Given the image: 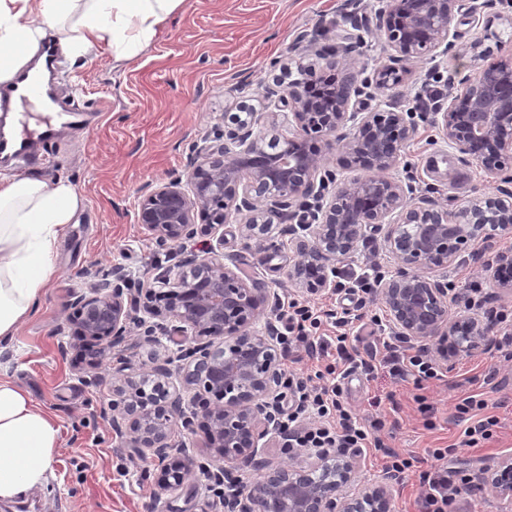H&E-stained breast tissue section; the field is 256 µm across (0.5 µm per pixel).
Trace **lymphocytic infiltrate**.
Instances as JSON below:
<instances>
[{
  "instance_id": "obj_1",
  "label": "lymphocytic infiltrate",
  "mask_w": 512,
  "mask_h": 512,
  "mask_svg": "<svg viewBox=\"0 0 512 512\" xmlns=\"http://www.w3.org/2000/svg\"><path fill=\"white\" fill-rule=\"evenodd\" d=\"M284 328L282 356L294 363L284 379L285 407L279 420L287 451L304 448L319 454L374 449L384 458V471L401 475L414 468L421 457H402L380 438L386 420L377 414L370 423L354 417L343 404L342 379L359 372L373 379L379 369H388L400 381L412 382L419 394L415 401L426 429H434V407L421 391L425 382L442 379L443 374L426 352L425 345L405 346L394 336L384 342L379 361L360 358L346 331L355 321L349 310L322 309L296 299L282 303L276 315ZM485 391H471L457 398L456 417L465 425L457 442L445 448L427 449L430 468L419 471L422 493L418 512H456L460 494L471 488L473 474L455 466L459 449L475 448L492 438L499 426L497 416L488 414Z\"/></svg>"
}]
</instances>
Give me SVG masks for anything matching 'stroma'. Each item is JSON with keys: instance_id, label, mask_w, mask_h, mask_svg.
I'll use <instances>...</instances> for the list:
<instances>
[{"instance_id": "35a3bbf8", "label": "stroma", "mask_w": 512, "mask_h": 512, "mask_svg": "<svg viewBox=\"0 0 512 512\" xmlns=\"http://www.w3.org/2000/svg\"><path fill=\"white\" fill-rule=\"evenodd\" d=\"M380 5L381 0H184L154 43L120 68H113L105 53L77 62L60 59L53 72L57 104L81 109L78 122L57 125L54 138L40 145L31 164L0 162V174L38 171L66 179L81 204L60 240L53 284L39 312L13 340L0 343V377L14 381L57 418L62 446L48 485L15 505L0 507V512H224L221 489L210 476L217 464L204 445L203 432L176 428L173 443L184 445L203 468L179 491L163 493L155 457L128 448L105 412L113 400V385L147 363L155 347L148 326L130 320L106 361L82 363L74 338L73 301L76 294L103 286L115 274L130 276L139 288L156 273L177 271L187 258L205 255L213 238L203 233L159 245L137 222L143 195L186 176L195 141L217 135L239 106L265 111V88L288 87L283 66L311 64L325 72L317 54L338 46L341 30L355 28L363 37L342 55L341 69L363 80L391 65L375 26ZM450 31L454 45L448 54L408 64L399 86L370 91L369 108L384 101L407 110L424 90L444 94L487 63H512V0H463ZM394 175L412 181L416 197L451 209L499 186L498 179L450 148L425 120ZM482 249V244H473L452 267L431 270L429 276L454 282L460 294L469 284H481L482 310L510 313L512 295L500 291L492 273L474 258ZM224 253L280 297L320 306L336 299L343 307L362 308L368 317L385 312L379 302L359 306L353 295L335 298L327 291H299L288 280L289 252L246 246L237 225L224 227ZM376 268L384 273L393 268L379 233L361 244L354 258L338 265L345 280L371 275ZM491 369L496 388L490 399L501 426L479 447L461 449L458 460L480 469L493 467L512 457V361L499 358L495 350L459 357L442 380L428 384L424 394L437 410L435 430L423 426L413 385L394 379L387 370H379L370 381L349 377L345 400L368 421L376 414L372 397L393 395L397 407L386 413L395 424L389 443L400 453L419 455L458 438L463 425L455 417L454 400L469 391L468 377Z\"/></svg>"}]
</instances>
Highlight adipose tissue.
<instances>
[{
    "label": "adipose tissue",
    "instance_id": "obj_1",
    "mask_svg": "<svg viewBox=\"0 0 512 512\" xmlns=\"http://www.w3.org/2000/svg\"><path fill=\"white\" fill-rule=\"evenodd\" d=\"M183 0H0V85L28 76L47 86L42 46L78 59L108 52L132 61L156 39ZM80 206L68 181L0 176V341L38 310L56 270L60 239ZM61 427L27 391L0 378V506L44 488Z\"/></svg>",
    "mask_w": 512,
    "mask_h": 512
}]
</instances>
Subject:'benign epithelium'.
Listing matches in <instances>:
<instances>
[{
  "mask_svg": "<svg viewBox=\"0 0 512 512\" xmlns=\"http://www.w3.org/2000/svg\"><path fill=\"white\" fill-rule=\"evenodd\" d=\"M458 0H385L376 28L399 67L377 68L375 85L389 88L403 80L402 65L452 46L450 22ZM306 81L295 80L280 92L265 91L269 112L224 126V133L193 145L187 182L177 177L145 194L137 220L160 243L196 235L195 214L217 229L239 226L246 244L263 251L283 247L293 253L288 280L317 294L336 288V261L361 242L384 231V246L396 267L381 282V300L393 334L431 345L435 363L450 367L462 354H481L497 325L479 315L450 317L457 296L424 270L453 265L472 243H491L512 233V65L487 64L478 76L463 77L448 92L447 105L432 113L431 124L448 146L500 178L495 194H479L454 210L437 202H413V187L388 176L417 134L410 112L378 108L358 112L357 76L346 73L333 94L316 99ZM279 118L283 146L265 149L261 123ZM318 137L327 151L341 154L342 165L366 175L339 179L320 151L308 150ZM294 221L288 241L276 236L282 217ZM501 288L512 294V249L486 262ZM138 305L139 321L151 324L164 352L149 358L145 371L126 376L113 391L121 399V417L112 427L133 448H148L164 471V491L182 488L196 475L189 454L166 467L176 424L201 427L217 462L251 464L259 442L273 429L268 407L282 381V359L274 326L262 321L280 304L278 293L224 260V235L208 256L190 258L175 275L154 276ZM77 336L88 338L103 362L126 332L130 306L125 289L90 288L76 296ZM175 333L198 338L193 360L164 347L161 337ZM205 392L211 400L201 415L186 412L185 395ZM478 482L512 500V459L482 471ZM394 482L359 478L355 456L325 454L319 462L265 466L263 479L238 489L224 512H393Z\"/></svg>",
  "mask_w": 512,
  "mask_h": 512,
  "instance_id": "7a95c632",
  "label": "benign epithelium"
}]
</instances>
